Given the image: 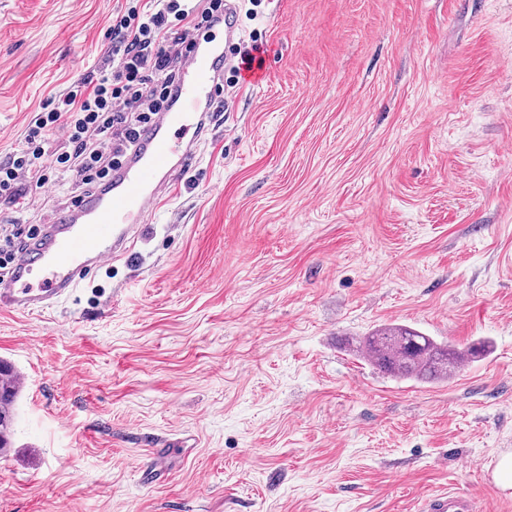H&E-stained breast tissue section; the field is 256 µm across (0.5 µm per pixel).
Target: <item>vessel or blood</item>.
<instances>
[{"instance_id": "b4317fda", "label": "vessel or blood", "mask_w": 512, "mask_h": 512, "mask_svg": "<svg viewBox=\"0 0 512 512\" xmlns=\"http://www.w3.org/2000/svg\"><path fill=\"white\" fill-rule=\"evenodd\" d=\"M229 17L212 34L189 37L190 50L168 108L141 131L132 151L112 172L105 189L53 212L40 235L0 281V310L35 314L70 296L100 266L133 254L147 222L172 191L175 178L196 160V146L209 124L199 105L217 97L226 46L236 38ZM420 512H475L473 498L440 490Z\"/></svg>"}]
</instances>
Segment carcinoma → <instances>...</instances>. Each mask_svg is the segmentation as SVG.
Instances as JSON below:
<instances>
[{"mask_svg": "<svg viewBox=\"0 0 512 512\" xmlns=\"http://www.w3.org/2000/svg\"><path fill=\"white\" fill-rule=\"evenodd\" d=\"M357 350L388 374L420 383L445 381L459 368L462 354L411 327L383 325L359 338ZM14 367L0 361V452L11 443L18 394Z\"/></svg>", "mask_w": 512, "mask_h": 512, "instance_id": "1", "label": "carcinoma"}]
</instances>
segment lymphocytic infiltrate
<instances>
[{
    "mask_svg": "<svg viewBox=\"0 0 512 512\" xmlns=\"http://www.w3.org/2000/svg\"><path fill=\"white\" fill-rule=\"evenodd\" d=\"M223 9L224 0H127L112 15L107 67L50 100L0 163V199L15 201L24 184L48 188L62 168L82 191L106 184L140 130L167 108L191 32Z\"/></svg>",
    "mask_w": 512,
    "mask_h": 512,
    "instance_id": "1",
    "label": "lymphocytic infiltrate"
}]
</instances>
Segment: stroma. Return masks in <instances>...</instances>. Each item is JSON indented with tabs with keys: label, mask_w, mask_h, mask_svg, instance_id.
Wrapping results in <instances>:
<instances>
[{
	"label": "stroma",
	"mask_w": 512,
	"mask_h": 512,
	"mask_svg": "<svg viewBox=\"0 0 512 512\" xmlns=\"http://www.w3.org/2000/svg\"><path fill=\"white\" fill-rule=\"evenodd\" d=\"M123 0H0V162L110 48ZM266 76L130 258L0 310L24 373L0 512H512V0H263ZM71 173L0 226L70 205ZM387 324L488 353L438 383L350 351ZM156 455L159 476L141 479ZM421 512H475L473 498L463 492L440 490L425 499Z\"/></svg>",
	"instance_id": "obj_1"
}]
</instances>
